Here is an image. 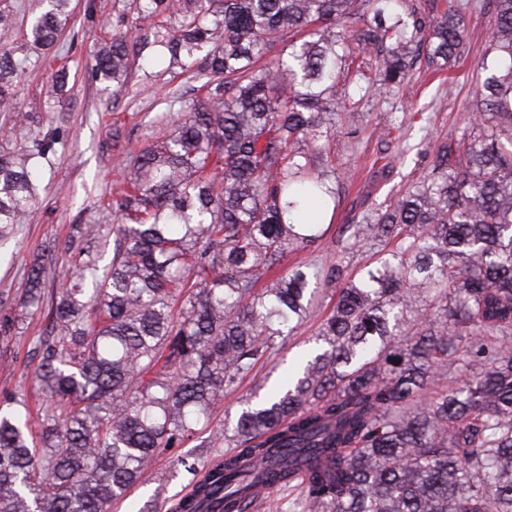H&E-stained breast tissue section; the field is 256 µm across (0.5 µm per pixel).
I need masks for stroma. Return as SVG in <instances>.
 I'll use <instances>...</instances> for the list:
<instances>
[{
  "instance_id": "1",
  "label": "stroma",
  "mask_w": 512,
  "mask_h": 512,
  "mask_svg": "<svg viewBox=\"0 0 512 512\" xmlns=\"http://www.w3.org/2000/svg\"><path fill=\"white\" fill-rule=\"evenodd\" d=\"M123 7L124 0H71V19L59 46L29 51L27 65L17 76L21 89L17 100L0 106V151L22 144L24 134L16 122L20 112L60 132L53 154L34 182V217L15 225L0 245V314L16 319L9 336H0V396L23 394L32 404L39 399L35 365L27 355L37 337L49 334V320L20 306L33 260H40L45 268L44 288L49 293L55 292L61 267L68 261L98 258L109 263L112 231L122 222L116 202L126 185L131 155L151 142L173 92L187 100L205 96L199 79L172 77V67L165 60L135 72L126 91L118 95L111 82L96 75L91 52L111 39ZM488 19V14L471 12L467 31L471 53L451 72L436 75L424 61H416L400 88L361 102L358 126L337 114L324 154L313 155L311 165L322 171L327 160H334L339 206L325 236L288 252L283 267L338 264L350 282L364 267L391 253L392 243L373 238L363 217L397 200L412 179L429 171L438 145L449 132L482 136V129L469 123V102L478 76L477 60L486 47ZM62 67L68 70V84L62 106L52 111L44 90ZM390 121L401 124L400 135L380 139V127ZM92 224L100 231L94 240L79 231L80 226ZM355 235L360 245H352ZM339 289V284L321 283L317 312L279 339L268 358L225 391L212 415L214 427L226 433L225 441L215 445L216 453L233 449L234 426L247 405L287 381L321 347V324L334 309ZM194 453L186 444L159 456L126 499L113 503L112 512H127L132 501L144 504L187 492L189 480L178 460Z\"/></svg>"
}]
</instances>
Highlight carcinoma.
I'll list each match as a JSON object with an SVG mask.
<instances>
[{"mask_svg":"<svg viewBox=\"0 0 512 512\" xmlns=\"http://www.w3.org/2000/svg\"><path fill=\"white\" fill-rule=\"evenodd\" d=\"M492 2L472 90L483 136L448 134L431 172L366 218L396 249L340 289L327 349L241 412L234 453L179 460L194 489L170 512H247L239 483L263 474L304 484L302 512H512V352L479 340L512 335V0ZM69 6L46 0L28 42L52 48ZM468 23L461 0H130L95 72L118 93L155 45L207 94L131 158L108 266L76 267L48 304L29 268L22 307L51 324L34 351L46 400L37 436L24 400L0 405V512H106L157 454L224 436L201 422L315 304L308 265L257 284L336 207L310 164L336 86L355 122L420 49L435 69L469 56ZM25 62L0 44V106ZM56 138L41 126L22 158L0 153L1 235L33 213ZM430 289L454 307L406 327L403 301ZM451 353L481 371L427 398Z\"/></svg>","mask_w":512,"mask_h":512,"instance_id":"1","label":"carcinoma"}]
</instances>
